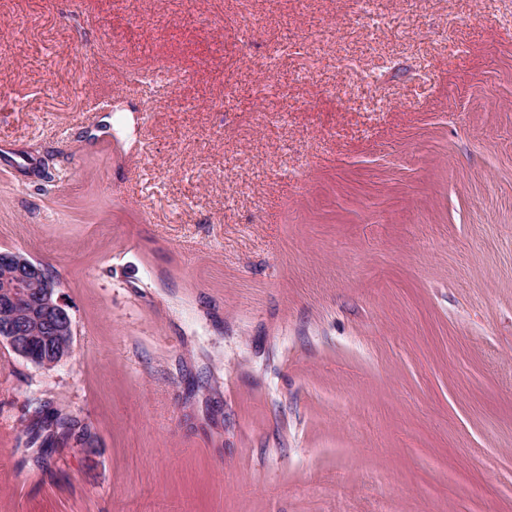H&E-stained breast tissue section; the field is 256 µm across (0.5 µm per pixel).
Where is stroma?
I'll list each match as a JSON object with an SVG mask.
<instances>
[{"instance_id":"obj_1","label":"stroma","mask_w":512,"mask_h":512,"mask_svg":"<svg viewBox=\"0 0 512 512\" xmlns=\"http://www.w3.org/2000/svg\"><path fill=\"white\" fill-rule=\"evenodd\" d=\"M382 3L0 0V251L73 321L0 343V512H512V0ZM46 418L48 426L53 427L56 430L54 432L61 436L73 439L77 444L81 445L92 442L89 426L69 413L56 410Z\"/></svg>"}]
</instances>
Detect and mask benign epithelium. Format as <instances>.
I'll list each match as a JSON object with an SVG mask.
<instances>
[{
    "label": "benign epithelium",
    "mask_w": 512,
    "mask_h": 512,
    "mask_svg": "<svg viewBox=\"0 0 512 512\" xmlns=\"http://www.w3.org/2000/svg\"><path fill=\"white\" fill-rule=\"evenodd\" d=\"M0 342L7 343L22 359L45 369H52L67 356L68 350L47 347L42 354L32 347L33 325L42 327L49 338L72 335V319L65 305L56 296V285L43 268L15 252L0 253Z\"/></svg>",
    "instance_id": "obj_1"
}]
</instances>
